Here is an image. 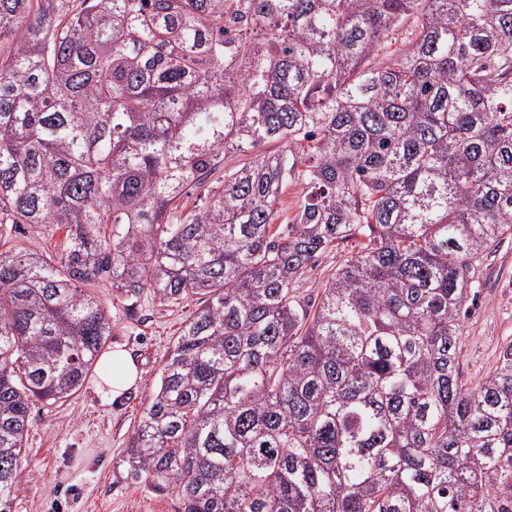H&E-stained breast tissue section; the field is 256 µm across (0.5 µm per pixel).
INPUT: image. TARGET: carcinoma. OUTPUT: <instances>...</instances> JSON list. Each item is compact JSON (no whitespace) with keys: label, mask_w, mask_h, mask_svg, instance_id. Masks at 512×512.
Instances as JSON below:
<instances>
[{"label":"carcinoma","mask_w":512,"mask_h":512,"mask_svg":"<svg viewBox=\"0 0 512 512\" xmlns=\"http://www.w3.org/2000/svg\"><path fill=\"white\" fill-rule=\"evenodd\" d=\"M2 39L0 225L65 241L0 251V512L103 277L197 298L124 459L182 512H512V341L460 368L512 236V0H0ZM304 192L301 184L288 185L276 206L277 219L274 224H288L292 220L304 198ZM357 249L358 240L350 239L337 248L325 251L317 258L314 267L308 268L304 278L295 284V288H299L298 294L301 297L316 298L318 288L324 278L336 269V265L344 259V256Z\"/></svg>","instance_id":"obj_1"}]
</instances>
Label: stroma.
Listing matches in <instances>:
<instances>
[{"label":"stroma","instance_id":"obj_1","mask_svg":"<svg viewBox=\"0 0 512 512\" xmlns=\"http://www.w3.org/2000/svg\"><path fill=\"white\" fill-rule=\"evenodd\" d=\"M63 232L27 224L0 231V248L20 251L44 242L58 243ZM358 248L351 239L325 251L298 283L300 296L316 297L324 278L344 256ZM462 337L464 380L477 385L498 362L504 342L512 340V238L490 253L480 274ZM96 295L112 317L107 350L126 351L142 378L112 403H102L97 370L64 402L35 405L23 450L19 491L13 512H180L177 494H159L131 478L123 461L128 437L156 386L161 364L189 316L194 301L163 304L151 292L136 303L116 299L107 283Z\"/></svg>","mask_w":512,"mask_h":512}]
</instances>
